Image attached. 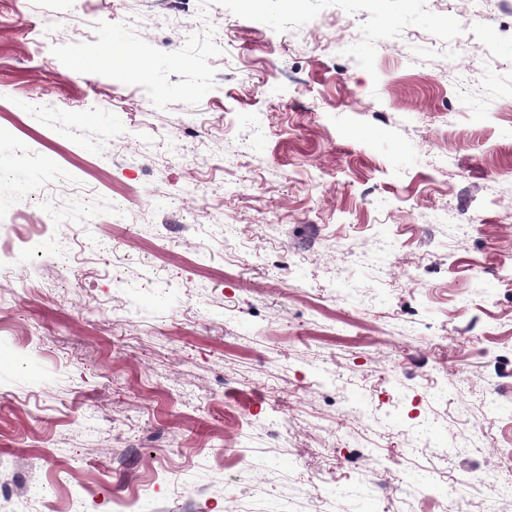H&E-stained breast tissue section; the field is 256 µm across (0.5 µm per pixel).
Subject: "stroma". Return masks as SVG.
I'll return each mask as SVG.
<instances>
[{
    "instance_id": "35a3bbf8",
    "label": "stroma",
    "mask_w": 512,
    "mask_h": 512,
    "mask_svg": "<svg viewBox=\"0 0 512 512\" xmlns=\"http://www.w3.org/2000/svg\"><path fill=\"white\" fill-rule=\"evenodd\" d=\"M61 10L0 0V512H512V7Z\"/></svg>"
}]
</instances>
